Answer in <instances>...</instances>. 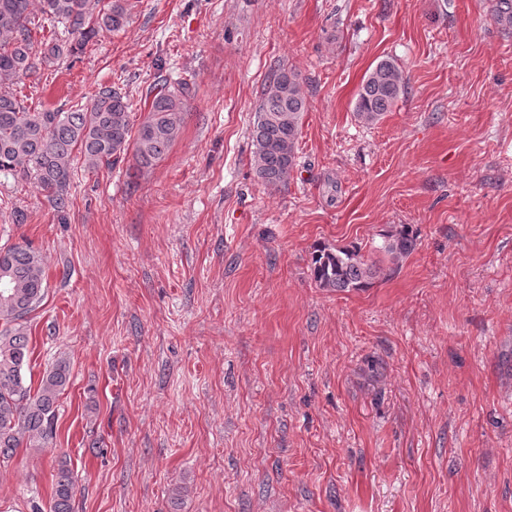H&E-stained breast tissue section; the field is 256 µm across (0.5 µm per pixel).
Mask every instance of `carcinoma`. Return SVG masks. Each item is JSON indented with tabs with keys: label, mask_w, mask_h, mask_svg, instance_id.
I'll use <instances>...</instances> for the list:
<instances>
[{
	"label": "carcinoma",
	"mask_w": 512,
	"mask_h": 512,
	"mask_svg": "<svg viewBox=\"0 0 512 512\" xmlns=\"http://www.w3.org/2000/svg\"><path fill=\"white\" fill-rule=\"evenodd\" d=\"M62 25L65 37L45 36L40 16ZM126 0H0V79L14 84L38 66L83 51L92 40L118 32L129 22ZM406 78L390 59L379 61L364 77L355 104L356 118L375 125L405 92ZM188 83L150 87L147 115L131 136L132 104L126 95L100 87L82 105L67 112L31 111L9 89L0 88V176L33 179L53 207L66 208L72 162L80 156L87 168L107 167L128 153L140 171L163 158L181 131L187 111ZM307 98L301 74L291 68L270 71L261 103L250 127L255 177L269 188L288 183L297 167L296 150ZM417 246L408 224L383 236L379 250L392 267L364 258L352 246L318 247L311 276L328 291L350 292L387 277ZM46 277L39 253L27 241L0 250V463L21 448H46L55 434L57 402L71 379L70 367L57 362L37 389L24 379L29 365L28 316L44 299ZM76 480L70 462H58L52 498L31 512H73Z\"/></svg>",
	"instance_id": "1"
}]
</instances>
